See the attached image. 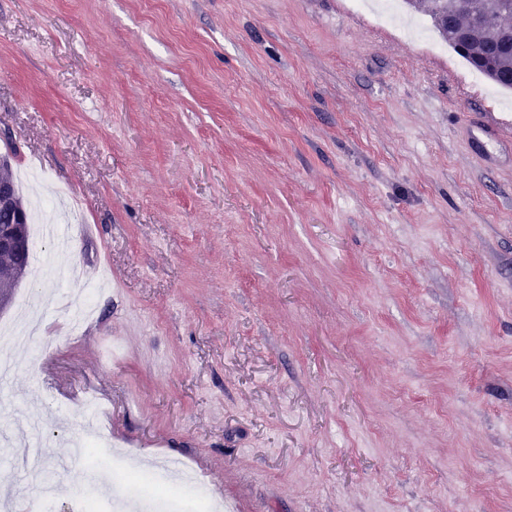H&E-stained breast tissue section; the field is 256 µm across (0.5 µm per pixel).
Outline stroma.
<instances>
[{
	"instance_id": "1",
	"label": "stroma",
	"mask_w": 512,
	"mask_h": 512,
	"mask_svg": "<svg viewBox=\"0 0 512 512\" xmlns=\"http://www.w3.org/2000/svg\"><path fill=\"white\" fill-rule=\"evenodd\" d=\"M512 92L352 0H0V132L24 201L83 225L27 276L49 352L0 388V434L44 417L73 457L84 394L131 470L178 461L231 512H512V142L465 128ZM24 448L0 485L37 499Z\"/></svg>"
}]
</instances>
